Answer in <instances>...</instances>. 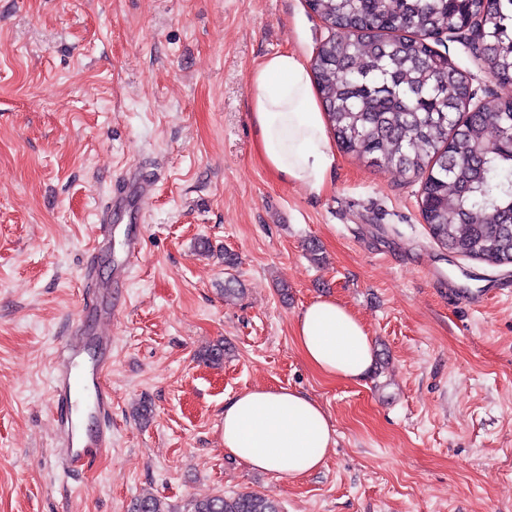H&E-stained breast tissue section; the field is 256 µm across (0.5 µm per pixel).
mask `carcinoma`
I'll list each match as a JSON object with an SVG mask.
<instances>
[{"instance_id": "carcinoma-1", "label": "carcinoma", "mask_w": 512, "mask_h": 512, "mask_svg": "<svg viewBox=\"0 0 512 512\" xmlns=\"http://www.w3.org/2000/svg\"><path fill=\"white\" fill-rule=\"evenodd\" d=\"M332 24L313 61L339 147L394 174L422 178L431 237L460 257L512 264V100L461 109L467 76L435 45L481 20L484 62L512 83V0H312ZM192 512H279L258 492L214 496Z\"/></svg>"}]
</instances>
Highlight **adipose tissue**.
Listing matches in <instances>:
<instances>
[{
    "mask_svg": "<svg viewBox=\"0 0 512 512\" xmlns=\"http://www.w3.org/2000/svg\"><path fill=\"white\" fill-rule=\"evenodd\" d=\"M252 123L266 164L282 177L321 191L336 162L309 68L296 56L269 57L250 79ZM294 337L317 372L345 382L362 381L375 360L361 322L335 298L312 300L299 314ZM224 451L250 468L300 477L320 470L336 445L323 407L286 388H253L224 402Z\"/></svg>",
    "mask_w": 512,
    "mask_h": 512,
    "instance_id": "1",
    "label": "adipose tissue"
}]
</instances>
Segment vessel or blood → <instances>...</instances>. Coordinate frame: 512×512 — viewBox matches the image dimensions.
<instances>
[{
  "label": "vessel or blood",
  "mask_w": 512,
  "mask_h": 512,
  "mask_svg": "<svg viewBox=\"0 0 512 512\" xmlns=\"http://www.w3.org/2000/svg\"><path fill=\"white\" fill-rule=\"evenodd\" d=\"M154 183L139 172L127 170L111 194L96 209L100 246L112 242L113 212L141 214ZM140 227L128 229L119 261L123 276H130L142 250ZM96 255L85 265L86 305L99 319L108 321L112 310L98 302ZM112 366V338L75 330L64 339L52 367V396L57 408L58 449L68 465H82L106 455L112 447V395L105 378Z\"/></svg>",
  "instance_id": "b4317fda"
}]
</instances>
